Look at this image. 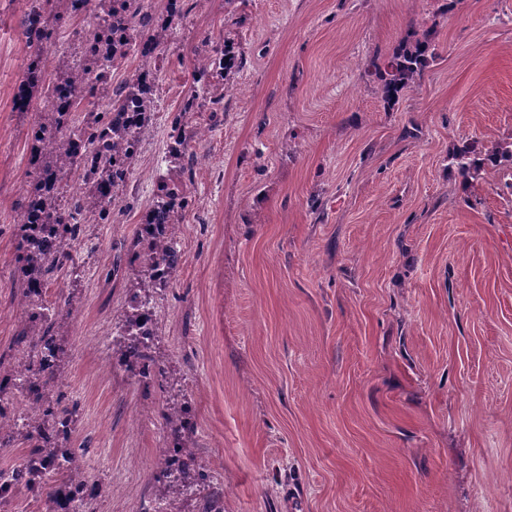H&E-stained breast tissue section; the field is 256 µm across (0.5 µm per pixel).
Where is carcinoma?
Listing matches in <instances>:
<instances>
[{
    "instance_id": "cac0c4a2",
    "label": "carcinoma",
    "mask_w": 512,
    "mask_h": 512,
    "mask_svg": "<svg viewBox=\"0 0 512 512\" xmlns=\"http://www.w3.org/2000/svg\"><path fill=\"white\" fill-rule=\"evenodd\" d=\"M73 2L33 0L25 22L24 34L33 48L29 60L41 57L44 71L25 66L24 84L39 88L49 82L67 96L56 98L47 93L41 100V111L48 119L37 121L32 131V183L20 203L16 234L17 297L25 308V322L14 340L11 358L19 366L26 363L33 367L37 377L34 396L43 405V411L33 418L20 412L14 420L0 424V448L17 444L29 448L26 463L11 470L14 483L10 489L0 487V501L10 499L16 489L24 487L56 500L60 512H66V502L54 489V479L70 488L85 487L87 480L82 470L68 467L72 459L67 454L74 449L65 446L77 421L78 402L60 390L55 399L48 397L62 352L54 329L72 315L74 300L66 295L50 304L46 291L62 270L73 265L71 248L82 234L83 225L108 220L118 191L128 181L140 130L155 103L156 87L151 72L143 71L134 80L112 89L107 102L91 112L90 118L79 119V112L96 106L100 92L112 81V71L127 60L133 47H138L144 57L165 53L163 27L157 24L146 0H85L87 15L94 18L95 24L81 37L79 51L83 63L68 65L60 76L51 72L50 57L55 55L58 41V27L51 14L72 21L79 19L81 13L73 8ZM429 50L428 40L417 38L401 45L387 58L371 62V72L382 82L386 101H398L409 83L420 77ZM242 64V55L234 44L226 41L221 49L206 41L183 98L182 112H196L204 106L211 112L223 111L220 82ZM192 141L193 138L177 130L165 161L178 165L182 172L187 170L186 158L194 148ZM450 160L465 179L478 165L467 149L456 150ZM71 183L81 185L82 191L64 203L59 201L58 190ZM188 205L186 185L169 180L162 183L143 216V248L137 253L141 281L131 299V312L119 331L123 337L122 355L132 353L139 362L136 367L126 366L127 371L160 384L168 382L166 366L152 345L141 339L140 326L152 321L148 305L155 294L168 288L181 259L177 230ZM161 418L177 438L188 430L185 407L178 402H166ZM194 481L186 471L177 480L168 474L159 481L155 499L168 502L175 512H183V488Z\"/></svg>"
}]
</instances>
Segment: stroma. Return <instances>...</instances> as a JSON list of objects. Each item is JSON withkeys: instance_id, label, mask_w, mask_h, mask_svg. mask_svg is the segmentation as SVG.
Wrapping results in <instances>:
<instances>
[{"instance_id": "1", "label": "stroma", "mask_w": 512, "mask_h": 512, "mask_svg": "<svg viewBox=\"0 0 512 512\" xmlns=\"http://www.w3.org/2000/svg\"><path fill=\"white\" fill-rule=\"evenodd\" d=\"M30 0H0V353L24 310L14 238L36 112L15 100ZM224 31L244 62L201 134L182 262L156 297L168 387L130 376L141 217L168 170L194 48ZM429 33L435 55L396 106L371 61ZM108 224L86 225L58 329L55 386L80 404L95 512H143L165 470L166 400L188 403L184 501L224 512H512V168L460 177L454 146L512 149V0H201L163 57Z\"/></svg>"}]
</instances>
